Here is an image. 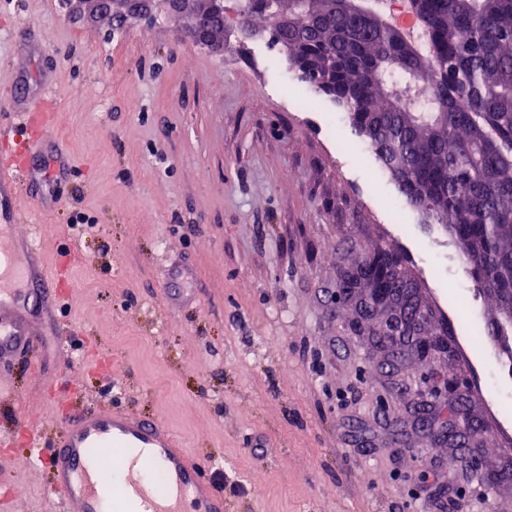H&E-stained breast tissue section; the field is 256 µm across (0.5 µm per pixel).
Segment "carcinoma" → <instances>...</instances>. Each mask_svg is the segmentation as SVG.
<instances>
[{
    "label": "carcinoma",
    "mask_w": 512,
    "mask_h": 512,
    "mask_svg": "<svg viewBox=\"0 0 512 512\" xmlns=\"http://www.w3.org/2000/svg\"><path fill=\"white\" fill-rule=\"evenodd\" d=\"M182 0L195 42L215 45L262 17L301 81L348 114L402 195L446 224L483 291L512 304V0H412L421 39L402 38L379 0ZM373 288L408 273L382 247L363 259Z\"/></svg>",
    "instance_id": "1"
}]
</instances>
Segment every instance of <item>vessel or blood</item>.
<instances>
[{
  "mask_svg": "<svg viewBox=\"0 0 512 512\" xmlns=\"http://www.w3.org/2000/svg\"><path fill=\"white\" fill-rule=\"evenodd\" d=\"M34 178L23 160L0 161V237L17 219L13 199ZM33 243L0 251V271L11 281L0 288V359L28 347L34 340L25 312L32 306L49 309L56 300L57 279L52 269L37 264ZM134 448L146 464L160 466L167 478L163 495H154L143 478H128L124 494L130 512H227L222 487L207 478L199 464L181 448L155 418L125 411L76 412L65 421L48 458L60 512H105L100 478L91 476L86 462L95 448Z\"/></svg>",
  "mask_w": 512,
  "mask_h": 512,
  "instance_id": "b4317fda",
  "label": "vessel or blood"
}]
</instances>
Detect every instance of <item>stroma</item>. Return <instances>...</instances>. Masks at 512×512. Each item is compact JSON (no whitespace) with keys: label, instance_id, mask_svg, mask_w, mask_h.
Listing matches in <instances>:
<instances>
[{"label":"stroma","instance_id":"1","mask_svg":"<svg viewBox=\"0 0 512 512\" xmlns=\"http://www.w3.org/2000/svg\"><path fill=\"white\" fill-rule=\"evenodd\" d=\"M304 101L295 109L291 97ZM51 98L50 139L15 199L59 278L36 339L0 363V512H59L41 451L70 412L158 418L232 512H512V377L493 378L499 311L454 237L400 193L337 104L298 80L267 39L198 46L160 14L109 20L64 0H0V126L18 100ZM348 150L337 155L333 143ZM83 214L92 230L70 227ZM429 252H420L419 241ZM382 247L405 266L443 350L385 360L380 320L336 299V281ZM183 269L193 295L165 278ZM466 402L484 426L463 469L416 428Z\"/></svg>","mask_w":512,"mask_h":512}]
</instances>
